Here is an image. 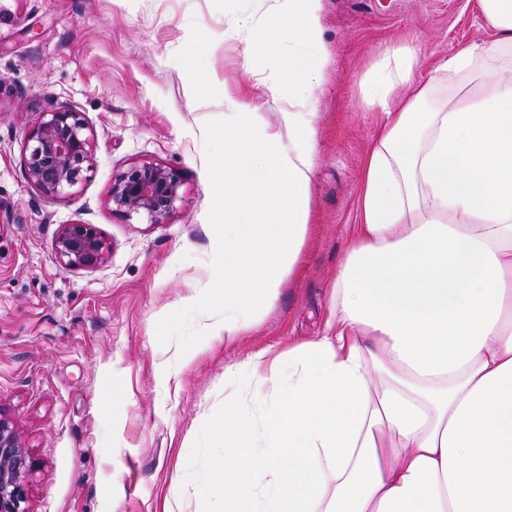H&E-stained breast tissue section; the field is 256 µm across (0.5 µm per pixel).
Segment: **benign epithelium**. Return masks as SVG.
Masks as SVG:
<instances>
[{
  "mask_svg": "<svg viewBox=\"0 0 512 512\" xmlns=\"http://www.w3.org/2000/svg\"><path fill=\"white\" fill-rule=\"evenodd\" d=\"M79 113L65 107L40 112L26 138V167L30 181L54 198L86 177L95 163L94 143L85 133ZM181 178L153 162L135 163L112 178L108 203L112 210L145 214L149 223L163 224L177 208ZM106 243L90 224L63 226L55 242L58 262L80 268L100 262ZM35 461L19 440L13 421L0 412V512H27L26 477Z\"/></svg>",
  "mask_w": 512,
  "mask_h": 512,
  "instance_id": "obj_1",
  "label": "benign epithelium"
}]
</instances>
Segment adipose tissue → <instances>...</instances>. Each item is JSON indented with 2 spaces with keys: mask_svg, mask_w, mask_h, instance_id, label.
Wrapping results in <instances>:
<instances>
[{
  "mask_svg": "<svg viewBox=\"0 0 512 512\" xmlns=\"http://www.w3.org/2000/svg\"><path fill=\"white\" fill-rule=\"evenodd\" d=\"M490 45L412 80L417 59L388 51L367 88L381 109L362 172L360 222L336 272L323 336L271 370L276 392L256 459L253 421L224 419L226 452L209 488L224 512H512V0H480ZM321 52V0H281L267 21ZM475 73L477 89L427 111L436 81ZM318 83L288 68L279 127L224 115L225 200L216 241L231 339L279 296L309 224ZM275 204L284 222L256 216ZM254 447V446H253Z\"/></svg>",
  "mask_w": 512,
  "mask_h": 512,
  "instance_id": "adipose-tissue-1",
  "label": "adipose tissue"
}]
</instances>
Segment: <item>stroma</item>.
Listing matches in <instances>:
<instances>
[{
  "label": "stroma",
  "instance_id": "35a3bbf8",
  "mask_svg": "<svg viewBox=\"0 0 512 512\" xmlns=\"http://www.w3.org/2000/svg\"><path fill=\"white\" fill-rule=\"evenodd\" d=\"M278 0H0V411L36 461L28 512H224L203 480L223 454L226 408L256 412L270 382L227 369L263 349L322 335L336 271L359 222L378 113L365 86L392 47L418 53L417 77L495 34L478 0H322L317 161L295 270L261 319L210 335L224 310V115L288 109V63L305 47L258 42ZM252 28H244V19ZM78 112L95 143L86 179L49 199L27 175L36 115ZM150 161L176 170L182 201L162 224L113 211L112 178ZM108 245L67 269L63 225ZM121 475H114L113 463Z\"/></svg>",
  "mask_w": 512,
  "mask_h": 512
}]
</instances>
